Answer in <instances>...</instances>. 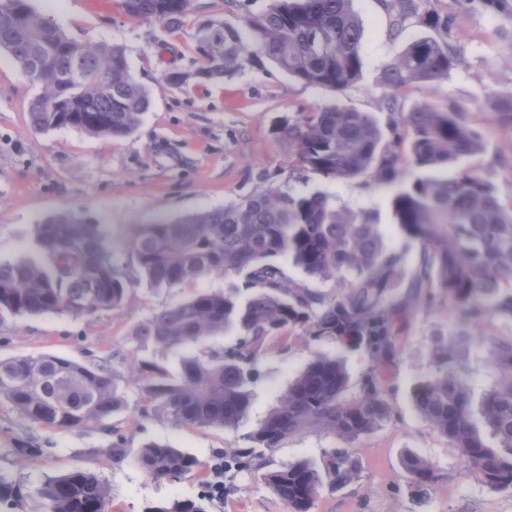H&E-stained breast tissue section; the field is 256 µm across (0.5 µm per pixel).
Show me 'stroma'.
Masks as SVG:
<instances>
[{"label": "stroma", "instance_id": "stroma-1", "mask_svg": "<svg viewBox=\"0 0 512 512\" xmlns=\"http://www.w3.org/2000/svg\"><path fill=\"white\" fill-rule=\"evenodd\" d=\"M36 12L51 18L69 37L83 43L123 47L130 69L150 94L151 105L128 137L109 139L74 128L36 129L29 102L37 94L12 56L0 51V260L44 261L35 227L69 212L103 227L118 263L128 260L127 242L135 224L155 216L171 218L223 206L224 203L284 185L318 191L331 203L378 224L387 249L405 253L403 278H410L420 246L399 229L392 209L393 191L369 185L365 178L327 179L294 167L287 145L272 132L276 123L298 113L336 104L370 113L386 124L382 67L406 46L390 40L389 21L377 0H354L363 23V69L345 92L298 82L264 57L246 58L224 80H190L174 87L164 74L189 70L196 58L198 26L214 20L239 25L245 13L266 11L272 0H244L228 9L224 0H194L183 26L175 31L129 18L121 0H31ZM454 25L452 43L461 64L439 86L411 88L405 107L421 102H455L467 108L473 126L483 130L485 150L463 160L512 199V139L491 124L493 100L512 96V24L491 15L480 0H440ZM232 278L210 276L192 289L138 286L121 307L74 318L40 314H0V358L52 354L89 362L109 357L120 371L124 404L101 424L59 431L21 417L0 401V477L15 488L0 512H37L45 481L71 470L96 473L108 486L111 512H145L172 499L201 502L205 512H289L265 481L267 470L307 461L320 464L342 440L312 431L289 438L266 454L263 465L224 469V496L209 494L211 465L227 448H244L248 436L274 406L313 352L342 354L350 376L348 397L361 393L371 361L361 348L339 349L330 339L302 343L267 341L251 385L252 409L231 431L178 427L166 416L142 414L136 375L127 366L137 356L133 326L156 310L188 296L190 290L235 286ZM455 316L443 300L419 304L404 316L400 349L385 371L384 398L392 414L371 434L353 444L358 476L337 487L323 483L311 512H512V491L490 488L469 472L455 448L416 410L415 383L432 376L435 334L453 338ZM124 439L127 456L113 462V441ZM153 441L197 455L202 466L177 481L153 480L137 464L142 447ZM414 452L429 459L437 479L415 491L402 457Z\"/></svg>", "mask_w": 512, "mask_h": 512}]
</instances>
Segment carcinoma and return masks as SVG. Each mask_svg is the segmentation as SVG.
<instances>
[{"label":"carcinoma","mask_w":512,"mask_h":512,"mask_svg":"<svg viewBox=\"0 0 512 512\" xmlns=\"http://www.w3.org/2000/svg\"><path fill=\"white\" fill-rule=\"evenodd\" d=\"M394 38L406 48L381 72L390 137L368 112L332 106L299 113L277 127L300 168L327 178L365 177L395 186L392 208L401 231L420 244L406 291H394L404 257L387 251L378 225L331 204L319 194L280 187L178 219L136 224L128 241L130 261L114 264L98 225L61 214L36 227L48 265L0 261V310L15 316L55 313L72 317L120 307L143 283L181 288L219 275L242 279L250 295L203 290L156 311L133 330L138 346L187 347L193 352L172 376L155 363L137 369L144 413H161L177 426L235 429L252 405L250 384L265 343L285 330L297 338L335 340L362 347L372 359L362 394L345 397L348 375L337 356L319 352L288 384L275 406L249 435L250 446L224 455L241 468L291 437L309 431L349 444L374 431L390 415L381 373L398 348V319L420 302L445 299L458 315L456 337L434 348L436 373L416 383L418 412L457 449L464 465L492 488L512 490V336L488 328L494 318L512 322V201L505 203L480 174L459 163L484 151L483 137L465 110L424 102L406 111L404 93L417 84L438 85L459 64L448 39L452 23L437 0H377ZM127 15L174 30L192 0H123ZM412 27L433 35L413 37ZM363 25L353 0H273L242 26L219 21L196 35L192 71L164 74L181 86L215 80L263 56L289 77L343 92L361 75ZM0 50L10 53L24 77L39 88L29 103L32 123L45 131L72 127L97 136L130 135L150 106L149 93L116 45L68 37L31 0H0ZM491 120L512 138V96L497 99ZM407 143V152L400 144ZM455 169L453 175L448 170ZM286 259L306 276L289 277ZM335 280L336 293L311 281ZM235 332L236 343L202 350L208 337ZM477 345L488 355L495 383L474 402L460 372L458 350ZM119 371L107 358L89 363L54 355L0 359V400L24 418L58 430L98 425L121 406ZM137 463L148 477L180 479L201 461L162 442L145 445ZM402 466L412 486L435 480L433 465L408 452ZM357 476L353 449L283 465L265 479L291 512H311L323 479L337 486ZM40 512H109V490L96 474L72 470L41 489ZM146 512H205L192 500L174 499Z\"/></svg>","instance_id":"cac0c4a2"}]
</instances>
